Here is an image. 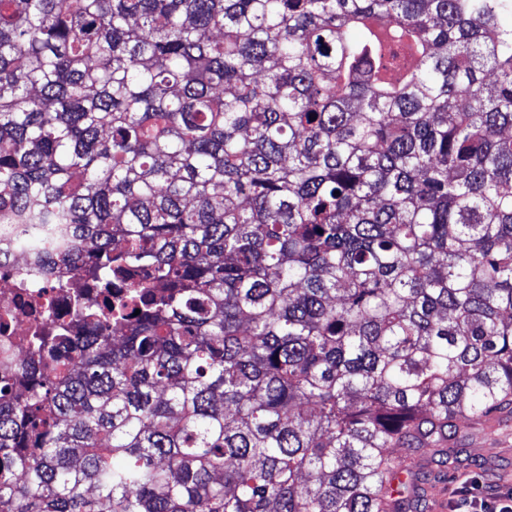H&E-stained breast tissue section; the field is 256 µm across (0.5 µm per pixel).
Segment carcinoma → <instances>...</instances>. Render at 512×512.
<instances>
[{"label":"carcinoma","instance_id":"cac0c4a2","mask_svg":"<svg viewBox=\"0 0 512 512\" xmlns=\"http://www.w3.org/2000/svg\"><path fill=\"white\" fill-rule=\"evenodd\" d=\"M1 224L125 294L0 512H423L512 405V0H0Z\"/></svg>","mask_w":512,"mask_h":512}]
</instances>
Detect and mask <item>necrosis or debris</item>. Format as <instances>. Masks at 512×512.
Listing matches in <instances>:
<instances>
[{
	"label": "necrosis or debris",
	"mask_w": 512,
	"mask_h": 512,
	"mask_svg": "<svg viewBox=\"0 0 512 512\" xmlns=\"http://www.w3.org/2000/svg\"><path fill=\"white\" fill-rule=\"evenodd\" d=\"M19 228L0 225V362L16 364L28 355V336L45 319L35 296L49 293L55 303V320L65 335L76 327L67 314L77 296L102 300L104 291L84 280L80 268L58 262L62 245L55 234L46 233L30 248L18 244Z\"/></svg>",
	"instance_id": "obj_1"
}]
</instances>
